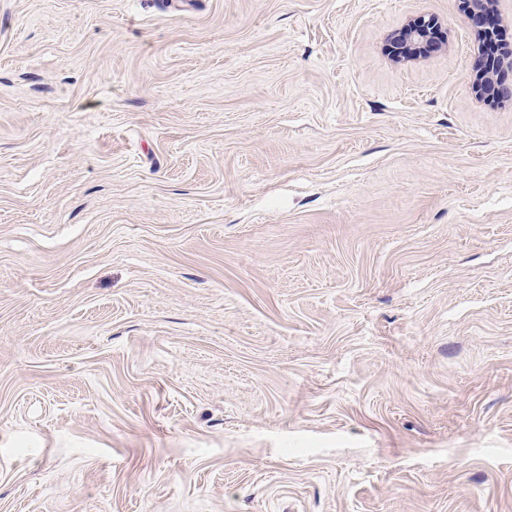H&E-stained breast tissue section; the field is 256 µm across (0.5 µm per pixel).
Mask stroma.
<instances>
[{
    "mask_svg": "<svg viewBox=\"0 0 512 512\" xmlns=\"http://www.w3.org/2000/svg\"><path fill=\"white\" fill-rule=\"evenodd\" d=\"M477 54L459 0H0V512H512ZM439 27L441 28L442 24L434 15L420 14L413 18L392 42V53L398 57L395 60L411 61L415 58L406 57L429 55L441 51H437L438 48L433 42L434 33Z\"/></svg>",
    "mask_w": 512,
    "mask_h": 512,
    "instance_id": "stroma-1",
    "label": "stroma"
}]
</instances>
